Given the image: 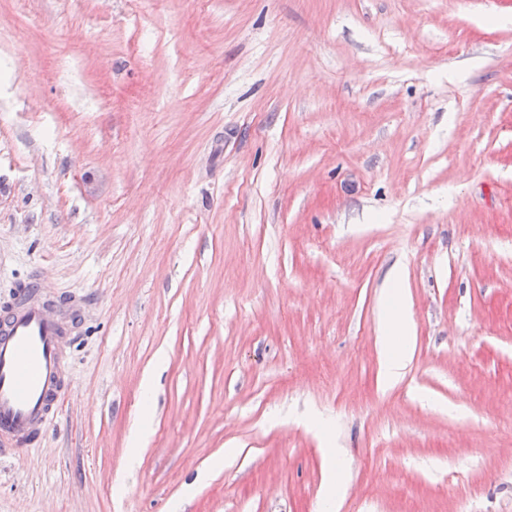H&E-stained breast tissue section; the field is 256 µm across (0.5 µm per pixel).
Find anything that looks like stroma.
<instances>
[{
  "mask_svg": "<svg viewBox=\"0 0 512 512\" xmlns=\"http://www.w3.org/2000/svg\"><path fill=\"white\" fill-rule=\"evenodd\" d=\"M37 275L86 305L0 512H512V0H0ZM387 314L384 321V334L381 337L383 350L382 376L387 386H394L404 375L408 349L407 333L411 326V315L404 304L403 293L395 276L386 291Z\"/></svg>",
  "mask_w": 512,
  "mask_h": 512,
  "instance_id": "stroma-1",
  "label": "stroma"
}]
</instances>
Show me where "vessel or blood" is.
<instances>
[{
    "label": "vessel or blood",
    "instance_id": "1",
    "mask_svg": "<svg viewBox=\"0 0 512 512\" xmlns=\"http://www.w3.org/2000/svg\"><path fill=\"white\" fill-rule=\"evenodd\" d=\"M79 318L78 302L48 299L39 279L0 304V457L36 447L56 421Z\"/></svg>",
    "mask_w": 512,
    "mask_h": 512
}]
</instances>
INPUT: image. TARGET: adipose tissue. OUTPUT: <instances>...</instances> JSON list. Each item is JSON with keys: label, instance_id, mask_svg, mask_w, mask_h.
I'll return each mask as SVG.
<instances>
[{"label": "adipose tissue", "instance_id": "obj_1", "mask_svg": "<svg viewBox=\"0 0 512 512\" xmlns=\"http://www.w3.org/2000/svg\"><path fill=\"white\" fill-rule=\"evenodd\" d=\"M387 314L384 334L381 338L383 350L382 376L386 385H395L403 376L408 360L407 333L411 326V315L404 304L399 285H391L386 291Z\"/></svg>", "mask_w": 512, "mask_h": 512}]
</instances>
